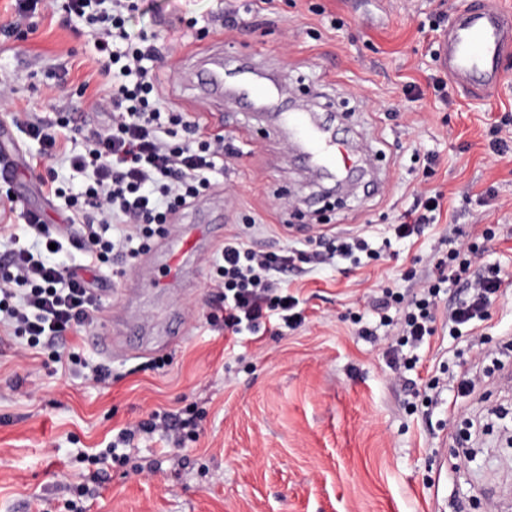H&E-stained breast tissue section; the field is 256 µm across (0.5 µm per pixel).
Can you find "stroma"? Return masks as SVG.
I'll use <instances>...</instances> for the list:
<instances>
[{
    "mask_svg": "<svg viewBox=\"0 0 512 512\" xmlns=\"http://www.w3.org/2000/svg\"><path fill=\"white\" fill-rule=\"evenodd\" d=\"M464 0H141L133 34L158 37L155 61L172 107L223 129L232 150L210 191L180 219L250 236L269 251L317 250L348 228L368 227L381 257L366 268L288 274L306 320L282 336L233 338L214 310L204 255L185 281L163 278L161 254L143 253L123 275L103 267L97 321L54 347L23 349L0 328V512H496L512 492V55L493 98L464 95L448 79L435 17ZM232 7L233 30L199 37L187 26ZM323 14H316V7ZM340 27H332V20ZM21 40L0 37V154L37 153L15 112H82L93 37L56 16L29 19ZM223 56L225 73L253 63L319 112L337 139L367 157V179L328 203V183L289 157L271 126L232 101L202 98L196 75ZM68 67L67 86L55 74ZM443 195L435 224L383 246L389 225L420 190ZM494 237L483 238L485 228ZM477 243L473 268L498 264L506 280L474 330L448 333L440 304L416 368L397 373L385 353L391 329L368 338L373 301L396 281L416 288L451 229ZM138 289L128 290L129 281ZM178 339H171V332ZM111 333L105 357L93 337ZM164 366H155L157 358ZM95 365L112 372L100 384ZM156 411L195 417L196 439L140 432ZM135 432L124 465L96 472L120 429Z\"/></svg>",
    "mask_w": 512,
    "mask_h": 512,
    "instance_id": "1",
    "label": "stroma"
}]
</instances>
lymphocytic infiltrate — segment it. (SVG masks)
<instances>
[{"instance_id":"1","label":"lymphocytic infiltrate","mask_w":512,"mask_h":512,"mask_svg":"<svg viewBox=\"0 0 512 512\" xmlns=\"http://www.w3.org/2000/svg\"><path fill=\"white\" fill-rule=\"evenodd\" d=\"M139 0H14L15 20L0 27L12 37L20 21L45 11L98 25L91 60L99 75L111 77L109 89L94 97L90 118L69 112L18 120L20 131L40 146L36 164L47 166L60 155L65 141L82 137L81 151L69 154L70 167L86 174L84 191L65 195L48 170L39 190L65 197L66 230L51 232L43 218L18 205L7 192L9 210L20 226L9 234L8 250L0 257V324L28 348L56 345L63 336L93 325L99 309L98 273L107 264H127L155 238L169 232L176 216L211 187L210 176L225 155L224 134L212 131L187 113L168 107L159 74L149 65L157 44L127 31ZM72 246L86 263L62 266L49 259L52 248ZM473 246L449 237L441 258L447 273L426 277L414 290L387 287L375 309L379 323L395 326L397 339L389 350L392 362L416 367V357L401 358L402 347H419L433 333L434 311L444 284L462 283L448 307V333L485 320V308L503 282L500 267L472 271ZM365 231L337 237L326 250L305 255L255 248L243 234L225 237L208 257L210 284L218 288L224 330L232 336H254L271 319L294 329L301 326L298 299L282 285L283 274L298 264L362 266L378 260Z\"/></svg>"}]
</instances>
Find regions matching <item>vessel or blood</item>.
Segmentation results:
<instances>
[{
  "label": "vessel or blood",
  "mask_w": 512,
  "mask_h": 512,
  "mask_svg": "<svg viewBox=\"0 0 512 512\" xmlns=\"http://www.w3.org/2000/svg\"><path fill=\"white\" fill-rule=\"evenodd\" d=\"M512 51V12L502 10L492 0H467L466 6L450 20L440 40V52L452 81L473 98H485L503 79L502 57ZM224 62L216 59L200 74L204 95L224 92ZM291 149L315 158L320 164L345 177L358 172L361 160L347 143L336 141L329 126L314 121L310 113L290 111L277 119ZM203 228L168 240L164 254L171 279H180L185 262L203 238Z\"/></svg>",
  "instance_id": "1"
}]
</instances>
